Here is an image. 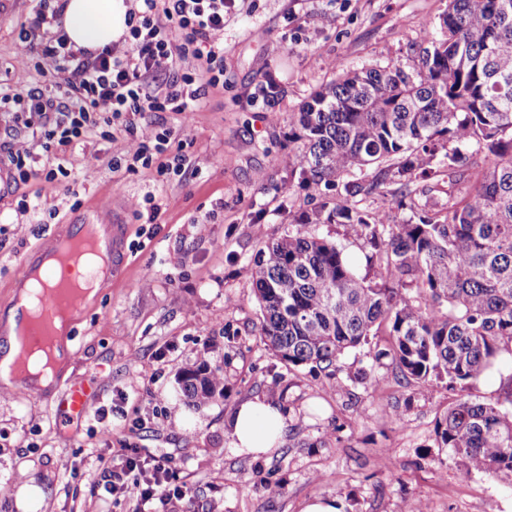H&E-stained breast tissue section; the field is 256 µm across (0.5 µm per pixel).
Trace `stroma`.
Returning <instances> with one entry per match:
<instances>
[{"mask_svg": "<svg viewBox=\"0 0 512 512\" xmlns=\"http://www.w3.org/2000/svg\"><path fill=\"white\" fill-rule=\"evenodd\" d=\"M447 0H239L224 25V86L209 90L187 136L169 155L185 176L156 168H112L125 137L92 133L61 153L34 146L40 178L0 182V309L23 254L43 245L48 227L82 223L91 203H110L128 226L126 258L91 300L72 341L71 375H92L100 399L80 424L58 417L60 389L0 395V512H17L24 483L43 494L38 512H131L104 496L98 458L124 448L165 454L181 495L149 512H303L315 498L341 512H512V486L495 474L467 473L438 448L435 419L457 398L444 384L414 395L389 360L384 337L347 351L336 367L281 363L255 329L259 309L244 264L270 238L287 234L313 203L288 182L293 112L349 68L406 65L445 11ZM32 0H0V83L53 91L54 80L16 59V37ZM275 79L267 106L257 92ZM65 165L66 193L45 172ZM154 193L156 226L137 200ZM36 213L20 214L21 202ZM203 363L224 375L228 394L201 408L184 404L180 367ZM385 377L378 389L360 374ZM277 400L287 417L282 444L241 454L228 420L254 397ZM283 494L269 493L271 485Z\"/></svg>", "mask_w": 512, "mask_h": 512, "instance_id": "obj_1", "label": "stroma"}]
</instances>
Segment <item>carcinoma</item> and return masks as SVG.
Here are the masks:
<instances>
[{
  "instance_id": "obj_1",
  "label": "carcinoma",
  "mask_w": 512,
  "mask_h": 512,
  "mask_svg": "<svg viewBox=\"0 0 512 512\" xmlns=\"http://www.w3.org/2000/svg\"><path fill=\"white\" fill-rule=\"evenodd\" d=\"M418 55L416 67L342 69L294 113L290 179L350 204L301 213L244 273L281 362L326 369L383 332L378 355L422 395L435 382L464 389L512 353V0H448ZM420 180L448 185V212L421 208ZM369 195L377 206H359ZM313 224L367 249L366 273ZM177 383L192 407L225 397L205 364ZM435 433L467 472L512 479V410L462 395Z\"/></svg>"
}]
</instances>
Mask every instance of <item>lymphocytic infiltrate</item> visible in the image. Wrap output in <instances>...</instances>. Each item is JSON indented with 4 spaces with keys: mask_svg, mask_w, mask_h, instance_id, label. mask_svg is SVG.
Instances as JSON below:
<instances>
[{
    "mask_svg": "<svg viewBox=\"0 0 512 512\" xmlns=\"http://www.w3.org/2000/svg\"><path fill=\"white\" fill-rule=\"evenodd\" d=\"M236 0H137L129 9L123 47L94 53L74 49L54 22L65 0H37L22 24L17 43L20 62L36 61L41 72L62 76L56 93H27L0 86V120L5 131L27 133L67 150L100 127L130 138L126 168L151 167L184 128L150 130L154 112L189 115L207 88L224 82V21ZM198 61L196 73H180L186 58ZM164 79L165 90L152 84ZM176 471L164 455L127 458L124 469L110 470L106 490L136 507L165 498Z\"/></svg>",
    "mask_w": 512,
    "mask_h": 512,
    "instance_id": "1",
    "label": "lymphocytic infiltrate"
}]
</instances>
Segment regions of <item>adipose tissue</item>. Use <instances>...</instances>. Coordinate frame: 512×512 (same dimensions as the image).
<instances>
[{
  "label": "adipose tissue",
  "instance_id": "1",
  "mask_svg": "<svg viewBox=\"0 0 512 512\" xmlns=\"http://www.w3.org/2000/svg\"><path fill=\"white\" fill-rule=\"evenodd\" d=\"M124 0H67L64 27L77 48L97 51L117 42L126 25ZM239 452L260 454L280 443L285 417L276 401L257 397L243 402L229 421Z\"/></svg>",
  "mask_w": 512,
  "mask_h": 512
}]
</instances>
